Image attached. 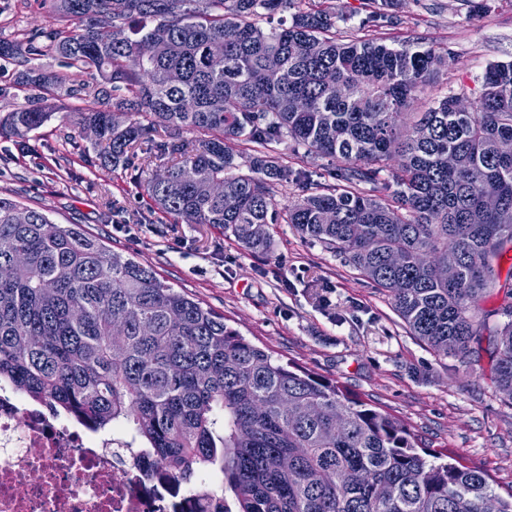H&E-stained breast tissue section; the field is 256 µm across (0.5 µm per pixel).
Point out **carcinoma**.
Wrapping results in <instances>:
<instances>
[{
  "label": "carcinoma",
  "instance_id": "carcinoma-1",
  "mask_svg": "<svg viewBox=\"0 0 512 512\" xmlns=\"http://www.w3.org/2000/svg\"><path fill=\"white\" fill-rule=\"evenodd\" d=\"M44 2L52 21H79L43 32L91 76L72 94L105 97L108 84L119 93L75 112L97 129L102 166H125L164 127L156 148L166 179H145L147 197L174 223L209 224L255 253L270 249L277 189L300 186L287 223L386 292L433 351L466 356L489 318H501L487 336L491 375L512 402V267L503 277L500 266L512 252V153L499 150L512 142V61L486 68L470 110L447 95L416 112L443 63L435 48L338 39L325 10L253 21L294 0ZM393 5L368 0V22L386 21ZM55 83L36 65L21 72L23 85ZM57 109L9 112L0 134L24 142ZM114 109L124 124L112 122ZM288 141L340 162L336 183L284 164L276 146ZM228 142L250 151L247 166ZM450 261L455 280L436 278ZM498 295L502 304L483 310ZM3 380L95 429L131 425L175 482L222 473L230 512H486L491 499L512 512L481 468L444 461L386 410L275 358L81 225L0 198Z\"/></svg>",
  "mask_w": 512,
  "mask_h": 512
}]
</instances>
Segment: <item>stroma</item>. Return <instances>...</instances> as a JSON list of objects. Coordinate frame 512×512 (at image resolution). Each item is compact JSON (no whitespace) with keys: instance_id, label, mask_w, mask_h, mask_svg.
Instances as JSON below:
<instances>
[{"instance_id":"1","label":"stroma","mask_w":512,"mask_h":512,"mask_svg":"<svg viewBox=\"0 0 512 512\" xmlns=\"http://www.w3.org/2000/svg\"><path fill=\"white\" fill-rule=\"evenodd\" d=\"M396 0L380 29L386 44L419 40L443 53L429 101L449 94L471 101L486 67L512 60V0ZM51 20L40 0H0V39L35 42L31 59H0V114L30 106L38 90L18 86L34 63L58 81L69 103L88 84L42 38ZM28 150L0 135V197L79 224L108 247L152 267L161 279L253 344L338 381L402 420L434 449L463 455L485 470L496 493L512 491V401L495 387L487 343L467 357L438 354L412 336L389 298L345 260L304 240L292 225H270L267 253L243 249L206 224H175L153 209L142 188L165 164L139 151L127 169L97 165L82 128L52 117L31 133Z\"/></svg>"}]
</instances>
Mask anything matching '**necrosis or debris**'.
Masks as SVG:
<instances>
[{"mask_svg":"<svg viewBox=\"0 0 512 512\" xmlns=\"http://www.w3.org/2000/svg\"><path fill=\"white\" fill-rule=\"evenodd\" d=\"M208 471L175 483L146 458L129 425L106 434L53 416L0 383V512H223Z\"/></svg>","mask_w":512,"mask_h":512,"instance_id":"obj_1","label":"necrosis or debris"}]
</instances>
